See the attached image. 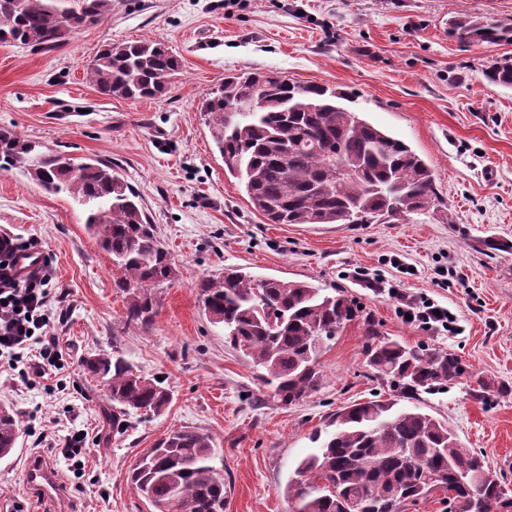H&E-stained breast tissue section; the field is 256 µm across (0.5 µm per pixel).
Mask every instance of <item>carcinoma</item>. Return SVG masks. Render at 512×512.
Returning a JSON list of instances; mask_svg holds the SVG:
<instances>
[{
	"mask_svg": "<svg viewBox=\"0 0 512 512\" xmlns=\"http://www.w3.org/2000/svg\"><path fill=\"white\" fill-rule=\"evenodd\" d=\"M112 0H0V43L44 50L98 23ZM464 42H512V26L466 13L451 21ZM181 61L161 41L108 44L87 67L97 91L123 99H159ZM489 82L512 87V60L492 64ZM264 106L242 112L256 87ZM344 95L318 84L300 85L277 70L224 76L202 97L201 111L224 170L243 182L255 210L270 224H374L423 211L437 198L428 164L403 140L340 105ZM0 169H17L47 192L70 195L85 207V227L122 276L129 325L152 324L153 289L177 270L130 184L111 165L77 163L19 132L0 128ZM206 314L224 337L262 370L260 380L281 404L318 388L319 358L352 321L367 325L369 364L405 394L428 392L460 372L459 361L435 350L381 337L360 307L340 291L312 283L255 275L241 267L196 284ZM90 378L112 402V433L131 414L160 413L171 401L163 382L137 373L112 352L85 360ZM334 430L303 458L288 484V512H401L400 505L441 485L456 512H499L508 491L484 457L461 445L442 420L394 402L368 401L336 414ZM19 416L0 406V459L16 447ZM215 441L190 428L172 431L131 466L128 479L153 512H224V468L214 464Z\"/></svg>",
	"mask_w": 512,
	"mask_h": 512,
	"instance_id": "cac0c4a2",
	"label": "carcinoma"
}]
</instances>
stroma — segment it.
Wrapping results in <instances>:
<instances>
[{"label": "stroma", "mask_w": 512, "mask_h": 512, "mask_svg": "<svg viewBox=\"0 0 512 512\" xmlns=\"http://www.w3.org/2000/svg\"><path fill=\"white\" fill-rule=\"evenodd\" d=\"M468 11L512 25V0H112L97 24L50 51L0 44V126L67 156L112 166L140 195L176 277L155 291L146 329L127 326L119 275L84 226L82 207L15 170H0V234L39 242L56 296L51 335L65 367L40 384L0 371V404L22 421L0 460V512H53L24 491L26 460L48 455L77 512H149L128 481L145 449L174 429L212 435L224 465V512H287L285 490L316 432L354 403L399 400L448 424L482 453L512 493V89L489 65L512 43H465L448 20ZM162 41L181 71L166 96L101 95L89 61L106 44ZM278 70L302 84L347 92L352 109L405 140L431 167L437 200L388 224H270L224 171L200 110L204 93L240 71ZM495 239L491 251L486 240ZM230 266L344 291L379 335L454 355L461 375L445 389L399 398L367 356L354 321L320 358L321 383L284 406L257 369L204 313L196 283ZM456 317L450 332L405 322L370 278ZM119 350L172 401L112 432V404L83 360ZM84 435L85 467L72 473L59 446Z\"/></svg>", "instance_id": "obj_1"}]
</instances>
